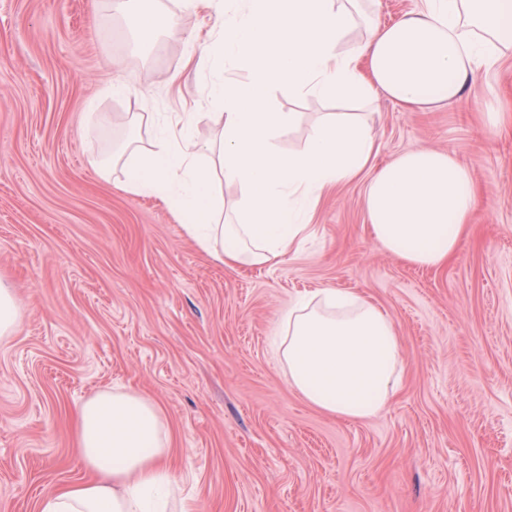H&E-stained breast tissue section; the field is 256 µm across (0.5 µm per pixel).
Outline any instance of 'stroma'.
Masks as SVG:
<instances>
[{
    "mask_svg": "<svg viewBox=\"0 0 512 512\" xmlns=\"http://www.w3.org/2000/svg\"><path fill=\"white\" fill-rule=\"evenodd\" d=\"M146 6L167 32L138 54L106 0H0V284L21 313L0 341V512L84 478L73 414L117 385L158 405L200 512H512V56L457 103L378 96L367 170L323 191L295 254L238 274L90 162L130 113L210 109L211 0ZM488 100L508 123L484 125ZM422 146L478 185L439 269L377 246L363 205L372 174ZM321 288L368 297L401 338L400 386L372 418L306 402L274 351L282 311Z\"/></svg>",
    "mask_w": 512,
    "mask_h": 512,
    "instance_id": "stroma-1",
    "label": "stroma"
}]
</instances>
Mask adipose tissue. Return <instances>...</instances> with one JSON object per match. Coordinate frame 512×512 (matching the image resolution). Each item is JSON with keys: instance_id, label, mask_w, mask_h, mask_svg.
Listing matches in <instances>:
<instances>
[{"instance_id": "adipose-tissue-1", "label": "adipose tissue", "mask_w": 512, "mask_h": 512, "mask_svg": "<svg viewBox=\"0 0 512 512\" xmlns=\"http://www.w3.org/2000/svg\"><path fill=\"white\" fill-rule=\"evenodd\" d=\"M361 0H228L216 8V37L199 48L227 72L209 93L220 135L192 114L179 130L154 125L143 144L139 113L109 154L101 177L122 168L125 191L170 204L185 235L231 271L284 261L305 238L322 191L357 178L375 150L366 112H325L302 146L280 149L300 124L276 111L277 90L303 98L384 94L406 108L452 103L512 53V0H420L379 23ZM364 39L348 43L358 24ZM236 185L226 205L217 181ZM476 202L470 170L448 151L420 147L374 173L364 194L373 240L421 268L447 264L469 233ZM279 360L305 401L343 421L380 413L403 370L402 345L384 310L361 295L323 288L281 314ZM73 450L90 480L43 493L35 512H197L174 498L181 478L169 462L170 433L157 404L124 386L98 391L76 409Z\"/></svg>"}]
</instances>
